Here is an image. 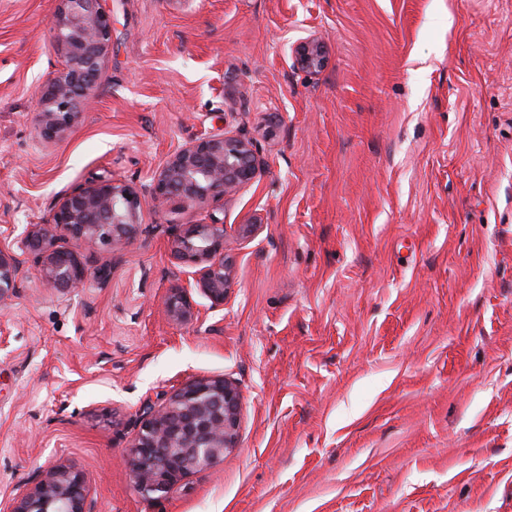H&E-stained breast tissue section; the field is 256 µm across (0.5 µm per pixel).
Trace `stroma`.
<instances>
[{
  "mask_svg": "<svg viewBox=\"0 0 512 512\" xmlns=\"http://www.w3.org/2000/svg\"><path fill=\"white\" fill-rule=\"evenodd\" d=\"M57 5L0 0V246L28 270L0 306V502L68 466L97 512H512V0H110L92 103L47 143ZM223 128L250 186L143 197L127 247L74 249L107 287L43 284L28 225ZM213 216L261 224L224 245L223 307L174 324L168 243ZM207 377L240 389L237 447L143 497V400ZM295 55L301 68L313 75L320 71L325 62L324 47L316 38L301 42L295 49Z\"/></svg>",
  "mask_w": 512,
  "mask_h": 512,
  "instance_id": "35a3bbf8",
  "label": "stroma"
}]
</instances>
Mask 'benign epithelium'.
<instances>
[{"instance_id": "7a95c632", "label": "benign epithelium", "mask_w": 512, "mask_h": 512, "mask_svg": "<svg viewBox=\"0 0 512 512\" xmlns=\"http://www.w3.org/2000/svg\"><path fill=\"white\" fill-rule=\"evenodd\" d=\"M108 0H59L50 30L62 57L61 69L43 87L35 102L42 140H60L85 106L87 91L97 81L112 44V14ZM297 63L315 75L323 67L322 43L311 38L295 49ZM261 162L253 143L220 129L202 134L179 147L152 176L148 192L160 207L179 201L184 207L222 198L252 184ZM141 199L130 184L103 177L72 188L42 224L28 225L25 243L34 254L50 288H71L102 270H90L60 241L93 249H121L141 224ZM258 220L226 224L216 218L188 224L171 241L175 263L192 266L193 281H178L165 299L168 319L188 324L200 319L191 298L198 288L210 308L224 306L230 268L224 256L229 237H248ZM26 270L23 262L0 249V306L7 304ZM241 395L226 378H201L185 383L158 404L148 398L141 408V427L130 449L134 485L153 498L169 494L185 477L212 467L224 452L238 445ZM3 512H96L85 473L60 466L38 472L25 495L0 508Z\"/></svg>"}]
</instances>
